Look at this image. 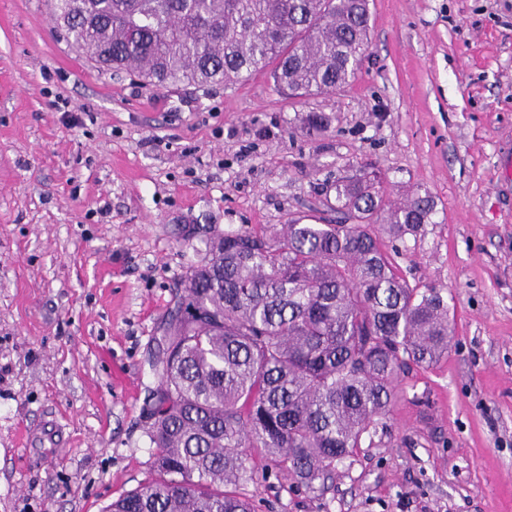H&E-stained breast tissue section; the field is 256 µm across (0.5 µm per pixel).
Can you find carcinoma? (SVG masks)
Segmentation results:
<instances>
[{"instance_id": "obj_1", "label": "carcinoma", "mask_w": 512, "mask_h": 512, "mask_svg": "<svg viewBox=\"0 0 512 512\" xmlns=\"http://www.w3.org/2000/svg\"><path fill=\"white\" fill-rule=\"evenodd\" d=\"M100 67L150 89L233 85L270 69L291 94L329 93L368 47L369 0H50ZM334 224L226 232L186 276L154 366L157 477L105 512H254L236 486L251 453L307 488L381 424L401 376L448 355L442 289L410 286L368 228L405 241L432 197H387L361 167L336 180Z\"/></svg>"}]
</instances>
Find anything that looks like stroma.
I'll use <instances>...</instances> for the list:
<instances>
[{
	"label": "stroma",
	"mask_w": 512,
	"mask_h": 512,
	"mask_svg": "<svg viewBox=\"0 0 512 512\" xmlns=\"http://www.w3.org/2000/svg\"><path fill=\"white\" fill-rule=\"evenodd\" d=\"M370 9L349 85L289 98L264 72L148 89L48 0H0V512H104L153 478L149 361L210 238L335 220L337 175L369 163L391 200L437 203L386 248L447 296L452 348L325 487L257 456L237 491L257 512H512V0ZM51 421L58 442L23 446Z\"/></svg>",
	"instance_id": "obj_1"
}]
</instances>
